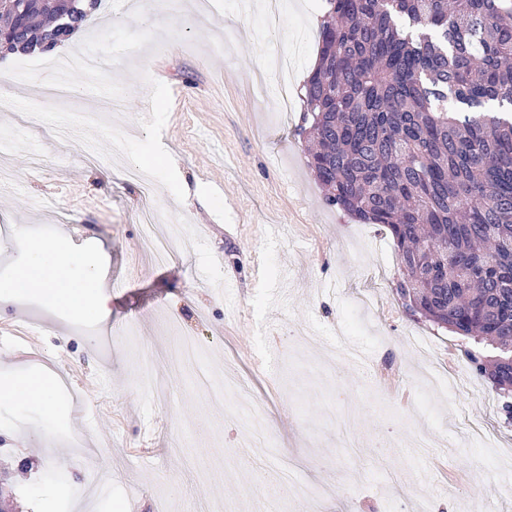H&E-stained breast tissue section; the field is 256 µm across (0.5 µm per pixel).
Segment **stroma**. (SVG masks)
Instances as JSON below:
<instances>
[{"label": "stroma", "mask_w": 512, "mask_h": 512, "mask_svg": "<svg viewBox=\"0 0 512 512\" xmlns=\"http://www.w3.org/2000/svg\"><path fill=\"white\" fill-rule=\"evenodd\" d=\"M324 0H101L76 50L103 64L77 93L43 98L47 54L0 57V282L29 243L82 246L106 273L103 317L30 294L0 309V378H57L58 415L0 401L9 512H512V424L460 338L411 315L396 293L389 231L326 204L308 166L304 104L275 100L269 67L316 60ZM161 155L144 201L121 177ZM177 234L163 262L143 252L141 216ZM82 228L72 241L68 228ZM361 346L358 370L337 336ZM201 363L176 357L183 339ZM247 383L250 408L213 403L198 365ZM268 440L257 470L226 474L244 416ZM480 420L493 441H454ZM334 495L298 501L286 478Z\"/></svg>", "instance_id": "obj_1"}]
</instances>
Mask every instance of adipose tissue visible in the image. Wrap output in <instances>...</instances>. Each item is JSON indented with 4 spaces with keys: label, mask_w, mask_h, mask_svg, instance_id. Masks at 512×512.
Instances as JSON below:
<instances>
[{
    "label": "adipose tissue",
    "mask_w": 512,
    "mask_h": 512,
    "mask_svg": "<svg viewBox=\"0 0 512 512\" xmlns=\"http://www.w3.org/2000/svg\"><path fill=\"white\" fill-rule=\"evenodd\" d=\"M100 282L101 271L94 260L42 242L28 247L14 276L0 283V302L29 293L77 316H99L107 312L110 302ZM55 397V383L40 374L0 380L1 401L18 399L41 406L50 417L56 414Z\"/></svg>",
    "instance_id": "1"
}]
</instances>
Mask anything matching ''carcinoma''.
Listing matches in <instances>:
<instances>
[{
	"mask_svg": "<svg viewBox=\"0 0 512 512\" xmlns=\"http://www.w3.org/2000/svg\"><path fill=\"white\" fill-rule=\"evenodd\" d=\"M325 7L303 95L325 200L389 230L397 293L509 395L512 0Z\"/></svg>",
	"mask_w": 512,
	"mask_h": 512,
	"instance_id": "carcinoma-1",
	"label": "carcinoma"
}]
</instances>
